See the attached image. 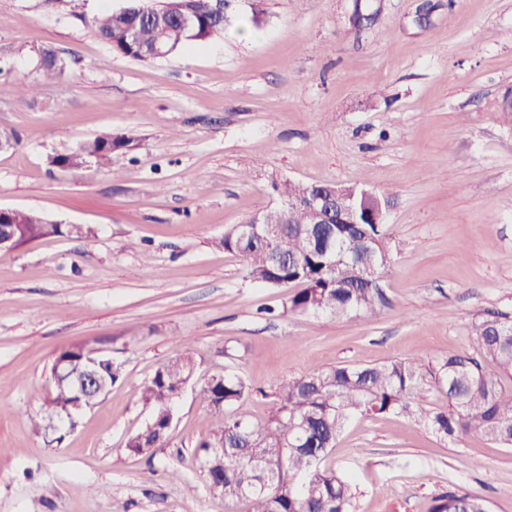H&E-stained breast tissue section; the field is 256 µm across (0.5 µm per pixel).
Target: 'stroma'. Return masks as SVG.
Returning a JSON list of instances; mask_svg holds the SVG:
<instances>
[{"instance_id": "obj_1", "label": "stroma", "mask_w": 512, "mask_h": 512, "mask_svg": "<svg viewBox=\"0 0 512 512\" xmlns=\"http://www.w3.org/2000/svg\"><path fill=\"white\" fill-rule=\"evenodd\" d=\"M379 3L359 31L352 0H240L223 36L140 62L87 24L126 0H0V130L18 139L0 152V208L90 229L0 254V512H245L199 470L213 375L243 378L231 412L255 422L280 380L394 358L428 369L472 353L473 322H512V0ZM43 49L62 79H41ZM128 131L111 165L51 163ZM275 178L393 196L377 314L285 311L288 289L224 250L277 204ZM73 344L120 378L53 427L52 367ZM186 349L197 366L166 440L129 455L151 416L143 384ZM326 463L354 481L358 512H427L459 487L512 512V448L478 434L452 443L402 416L358 417Z\"/></svg>"}]
</instances>
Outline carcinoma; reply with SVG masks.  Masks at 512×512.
Listing matches in <instances>:
<instances>
[{"label":"carcinoma","instance_id":"obj_1","mask_svg":"<svg viewBox=\"0 0 512 512\" xmlns=\"http://www.w3.org/2000/svg\"><path fill=\"white\" fill-rule=\"evenodd\" d=\"M164 4L166 10L158 12L154 0H129L121 9L94 16L90 26L116 53L150 61L158 46L174 53L191 42L224 34L229 23V16L214 9L212 0H164ZM183 16L193 19V28L183 27ZM374 16L371 4L354 0L350 22L355 28L369 27L367 21ZM132 141L127 133H103L51 163L63 170L110 165L112 148ZM276 190L290 204L285 213L278 206L267 209V222L276 226L277 233L267 239L245 236L236 226L224 234V250L241 255L249 277L258 283L271 288L302 285L288 296L290 312L336 317L375 314L377 281L391 262L389 225H336L331 258L309 236L310 216L297 202L301 185L286 180ZM16 221L18 248L65 233L87 234L81 225L52 224L34 212L21 211ZM469 338L476 356L450 354L431 370L407 358L368 367L312 369L279 383L277 411L257 424L224 413L246 394L245 381L228 372L212 376L202 397L217 418L197 448L206 481L223 482L224 500L245 502L248 512H356L353 481L324 465L343 428L356 416H407L450 442L477 433L512 447V323L497 318L475 321ZM87 355L83 346L73 344L56 357L67 361L71 376L55 385L50 400L59 417L70 410L72 381L84 374ZM482 359L495 363L498 371L485 372ZM195 366L192 352L186 349L148 379L142 398L151 407V417L143 430L128 438V452L144 455L166 439L173 404ZM433 389L446 394L448 408L427 404V393ZM429 512H489V508L484 497L457 488L433 498Z\"/></svg>","mask_w":512,"mask_h":512}]
</instances>
